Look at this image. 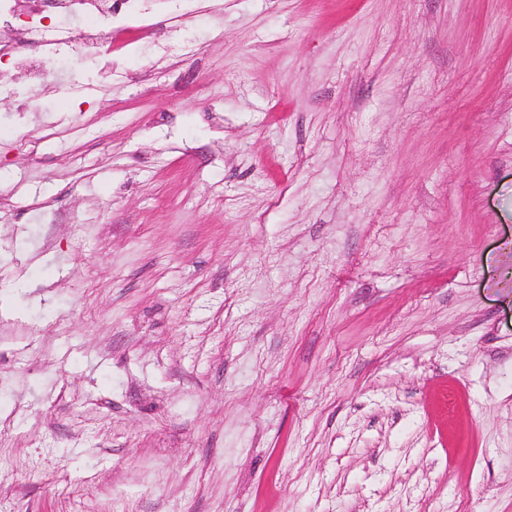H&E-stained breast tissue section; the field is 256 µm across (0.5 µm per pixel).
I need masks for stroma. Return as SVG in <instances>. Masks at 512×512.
I'll use <instances>...</instances> for the list:
<instances>
[{
	"label": "stroma",
	"mask_w": 512,
	"mask_h": 512,
	"mask_svg": "<svg viewBox=\"0 0 512 512\" xmlns=\"http://www.w3.org/2000/svg\"><path fill=\"white\" fill-rule=\"evenodd\" d=\"M153 16L0 28V512H512V0ZM65 10L81 15L90 22L85 31H78L67 24L46 25L45 17L31 16L25 22L23 36L27 43L36 45L45 52L50 70H54L56 62L62 53L73 54L77 52L87 34L95 29L105 28L112 32L114 20L128 17L137 18L142 22L139 26L145 30L151 12L144 4L153 0H116L119 7L112 0H66ZM125 6V7H123Z\"/></svg>",
	"instance_id": "1"
}]
</instances>
